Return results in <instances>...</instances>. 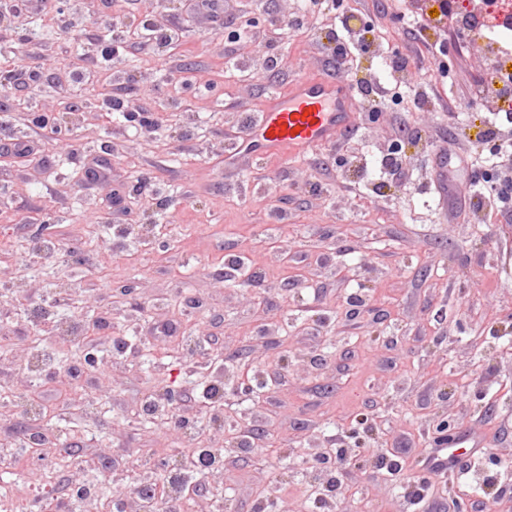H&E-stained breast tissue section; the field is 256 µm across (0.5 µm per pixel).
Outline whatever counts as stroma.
<instances>
[{
  "label": "stroma",
  "instance_id": "1",
  "mask_svg": "<svg viewBox=\"0 0 512 512\" xmlns=\"http://www.w3.org/2000/svg\"><path fill=\"white\" fill-rule=\"evenodd\" d=\"M189 2L24 0L0 17V71L13 75L0 111V479L41 434L57 466L46 484L38 459L29 470L48 512H104L98 495L75 501L94 476L135 512L142 487L205 443L219 467L168 512H455L462 491L470 512H512V210L486 219L475 179L505 165L471 128L484 56L452 26L413 30L422 0H224L220 15ZM294 14L303 28L268 51L236 36ZM142 15L179 45L113 37V19ZM36 21L52 37H26ZM368 27L377 38L352 52L350 78L387 89L377 113L313 152L231 156L269 94L333 75L326 32ZM397 52L406 72L387 65ZM446 140L470 160L467 217L430 183ZM34 308L49 314L36 326ZM242 363L259 403L236 388ZM442 414L484 443L468 475L425 469Z\"/></svg>",
  "mask_w": 512,
  "mask_h": 512
}]
</instances>
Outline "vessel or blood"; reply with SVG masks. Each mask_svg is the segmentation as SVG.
<instances>
[{
	"mask_svg": "<svg viewBox=\"0 0 512 512\" xmlns=\"http://www.w3.org/2000/svg\"><path fill=\"white\" fill-rule=\"evenodd\" d=\"M355 90L344 75L297 79L287 96L271 95L237 137L234 152L260 157L283 149L306 153L329 146L358 123Z\"/></svg>",
	"mask_w": 512,
	"mask_h": 512,
	"instance_id": "b4317fda",
	"label": "vessel or blood"
}]
</instances>
